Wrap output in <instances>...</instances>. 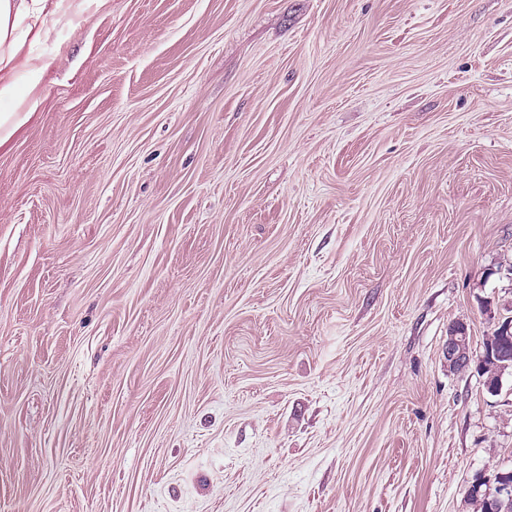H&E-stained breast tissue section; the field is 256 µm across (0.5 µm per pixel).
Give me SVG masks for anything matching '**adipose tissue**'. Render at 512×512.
Here are the masks:
<instances>
[{
    "mask_svg": "<svg viewBox=\"0 0 512 512\" xmlns=\"http://www.w3.org/2000/svg\"><path fill=\"white\" fill-rule=\"evenodd\" d=\"M109 0H0V147L32 118L48 68L27 44L45 43L58 29L78 35Z\"/></svg>",
    "mask_w": 512,
    "mask_h": 512,
    "instance_id": "obj_1",
    "label": "adipose tissue"
}]
</instances>
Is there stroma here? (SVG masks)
Masks as SVG:
<instances>
[{
	"label": "stroma",
	"mask_w": 512,
	"mask_h": 512,
	"mask_svg": "<svg viewBox=\"0 0 512 512\" xmlns=\"http://www.w3.org/2000/svg\"><path fill=\"white\" fill-rule=\"evenodd\" d=\"M0 148V512H476L512 468V0H110ZM448 369L451 371H464L476 364L481 376L487 367L486 361L492 359L491 348L485 347V351L479 355L475 354L471 347L468 328L462 323H453L448 327V343L444 350Z\"/></svg>",
	"instance_id": "35a3bbf8"
}]
</instances>
